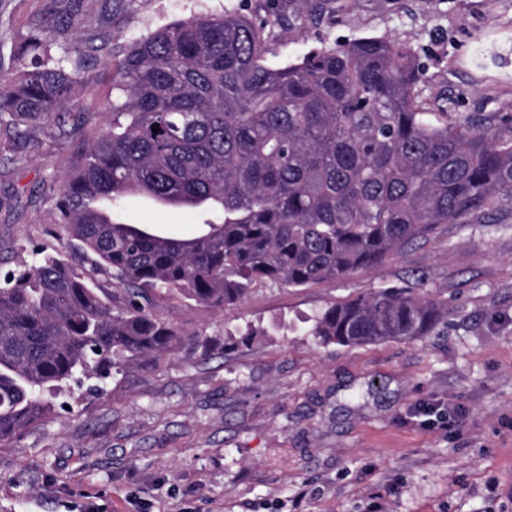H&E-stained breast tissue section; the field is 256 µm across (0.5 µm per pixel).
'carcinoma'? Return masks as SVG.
<instances>
[{"label":"carcinoma","mask_w":512,"mask_h":512,"mask_svg":"<svg viewBox=\"0 0 512 512\" xmlns=\"http://www.w3.org/2000/svg\"><path fill=\"white\" fill-rule=\"evenodd\" d=\"M226 13L168 24L136 41L112 71L108 122L66 112L85 61L58 58L39 25L0 67V163L44 126L88 148L55 189L67 243L106 273L96 284L68 252L0 269V445L54 413L60 391L120 365L154 370L177 350L217 341L158 311L176 297L226 311L260 284L306 288L372 268L439 224H486L512 210V115L474 123L431 117L414 50L363 38L265 63L264 30ZM128 194L199 209L192 239L100 220ZM448 307L420 288H387L328 305L309 335L360 347L435 333Z\"/></svg>","instance_id":"1"}]
</instances>
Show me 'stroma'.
<instances>
[{"mask_svg": "<svg viewBox=\"0 0 512 512\" xmlns=\"http://www.w3.org/2000/svg\"><path fill=\"white\" fill-rule=\"evenodd\" d=\"M71 9L81 28L66 24ZM227 12L276 15L267 64L391 38L415 50L431 111L512 114V0H62L54 13L0 0V65L32 22L56 56L78 43L117 56L173 21ZM111 100L112 73L91 60L70 110L97 127ZM85 148L35 127L0 165V266L23 260L22 241L63 247L52 185ZM112 218L179 239L204 229L197 209L136 196ZM417 285L448 304L434 336L345 347L307 333L330 303ZM159 312L189 333L261 334L64 392L63 410L0 445V512H512V212L439 225L341 280L261 285L228 311L166 300Z\"/></svg>", "mask_w": 512, "mask_h": 512, "instance_id": "obj_1", "label": "stroma"}]
</instances>
